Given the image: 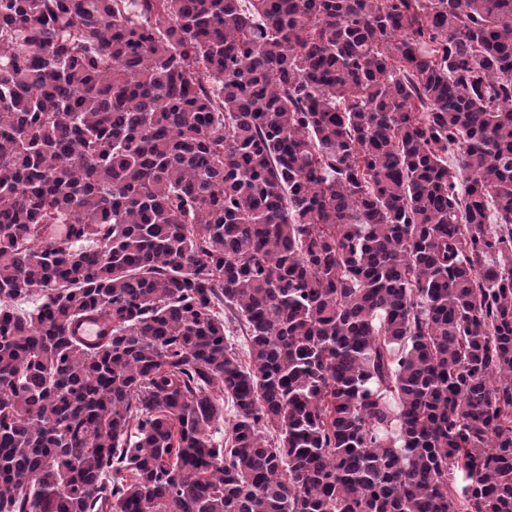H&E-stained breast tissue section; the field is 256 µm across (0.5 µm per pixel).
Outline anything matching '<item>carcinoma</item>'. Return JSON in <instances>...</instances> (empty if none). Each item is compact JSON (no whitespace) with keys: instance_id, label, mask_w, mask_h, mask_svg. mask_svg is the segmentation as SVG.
<instances>
[{"instance_id":"carcinoma-1","label":"carcinoma","mask_w":512,"mask_h":512,"mask_svg":"<svg viewBox=\"0 0 512 512\" xmlns=\"http://www.w3.org/2000/svg\"><path fill=\"white\" fill-rule=\"evenodd\" d=\"M0 512H512V0H0Z\"/></svg>"}]
</instances>
